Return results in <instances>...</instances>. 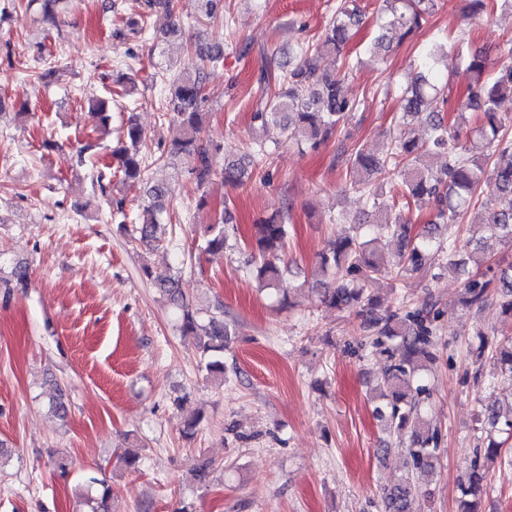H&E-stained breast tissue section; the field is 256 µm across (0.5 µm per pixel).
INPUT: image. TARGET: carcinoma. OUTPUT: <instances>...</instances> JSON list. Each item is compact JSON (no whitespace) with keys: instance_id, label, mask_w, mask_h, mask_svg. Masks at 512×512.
I'll list each match as a JSON object with an SVG mask.
<instances>
[{"instance_id":"cac0c4a2","label":"carcinoma","mask_w":512,"mask_h":512,"mask_svg":"<svg viewBox=\"0 0 512 512\" xmlns=\"http://www.w3.org/2000/svg\"><path fill=\"white\" fill-rule=\"evenodd\" d=\"M383 27L404 40L427 23L437 7V0H382ZM357 6L344 2L325 26L323 41L314 48L297 46L293 54L298 59L288 72V87L254 113L253 120L265 128L270 124L283 127L286 138L299 144L317 148L329 140L347 120L355 108L342 91V79L318 71L315 56L327 49L341 51L352 39L359 25ZM196 62L168 80L167 110L172 112L182 129V137L172 144L171 154L185 165L189 178L200 192L199 205L208 204L206 187L217 175L213 166L214 154L221 145L204 140L202 107L206 68L223 60V53L211 51L203 43L195 47ZM468 75L466 90L454 111L458 115L478 112L483 123L475 126L482 141L483 153L476 154L459 142V134L451 131L444 119L435 115L448 106V85L442 83L439 68L448 66L445 44L434 40L422 48V67L411 77L404 89L402 120L414 119L429 111L426 136L423 140L395 138L384 157L378 158L361 149L346 159V187L366 194L367 199L378 200V187L374 179L384 174L391 158L399 156L406 161L407 174L402 181V197L406 205L421 209L430 206L438 224L448 226L447 243L437 242L429 234L412 235L402 215L387 216L373 225L374 235L390 236L400 243L397 260L392 271L387 261L375 249L372 240L360 241L345 236L328 241L319 253L322 271L329 278L318 289L321 304L340 310H358L369 316L364 323L365 332L373 337V345L388 354L389 364L381 374L379 397L385 403L375 407V414L389 422L398 436L407 437L404 448L408 470H432L436 467L440 451L438 429L429 427L421 413L422 396L426 386L417 383L418 374L426 363L435 359L437 343L433 323L437 313L433 307L393 311L383 317L374 316L378 299L370 294L369 286L383 274L393 282L401 281L408 272H419L430 264L438 252L457 248L455 223L473 204L485 167L492 165L493 182L490 198L485 206L482 224L488 236L473 245L477 262L491 255L492 244L500 243L512 248V139L501 135L503 122L498 116V103L512 97V66H503L496 72L488 71L487 56L476 50L457 53ZM99 127L105 129L112 120V99H99L92 104ZM143 131L134 117H129L123 129V145L116 151L119 168L126 178L145 175L148 165L140 153ZM447 155V164L433 170L422 164V158L432 152ZM267 154L265 143L255 140L254 154L237 160L224 161L222 175L229 184H242L250 178L253 169ZM172 189L164 183L147 186L146 201L137 216V240L145 246L162 241V228L169 211ZM233 216L230 206L224 215L208 225L202 236L201 248L211 256H222L228 247L230 224ZM288 241V225L284 218L272 216L253 225L246 244L245 264L250 267L260 290H280L283 270L282 254ZM160 293L179 313L177 331L192 337L200 351L202 368L215 380H224V349L236 335V324L224 319V311L205 316L194 310L187 301V292L180 275L158 283ZM495 295L502 313L507 317V328L500 348L502 373L512 381V262L493 273L492 278L474 277L463 285L459 302L466 308L483 304ZM202 420L198 411L184 418L182 436L194 438ZM500 443L489 438L485 458H500V466L512 469V457H500ZM485 472L473 467L460 483V512H479ZM88 482L98 486V495L90 499L91 512H109L112 486L94 476ZM418 495V487L410 476L387 492L383 498V512H409L410 500Z\"/></svg>"}]
</instances>
